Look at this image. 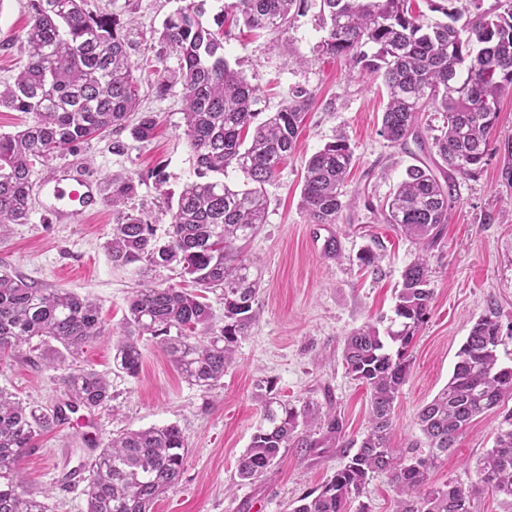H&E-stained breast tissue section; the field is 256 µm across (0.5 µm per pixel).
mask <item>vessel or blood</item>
I'll list each match as a JSON object with an SVG mask.
<instances>
[{"instance_id":"b4317fda","label":"vessel or blood","mask_w":512,"mask_h":512,"mask_svg":"<svg viewBox=\"0 0 512 512\" xmlns=\"http://www.w3.org/2000/svg\"><path fill=\"white\" fill-rule=\"evenodd\" d=\"M38 191L45 213L58 223L74 221L106 204L101 185L78 166L40 183Z\"/></svg>"}]
</instances>
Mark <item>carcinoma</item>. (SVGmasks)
I'll return each instance as SVG.
<instances>
[{"instance_id": "cac0c4a2", "label": "carcinoma", "mask_w": 512, "mask_h": 512, "mask_svg": "<svg viewBox=\"0 0 512 512\" xmlns=\"http://www.w3.org/2000/svg\"><path fill=\"white\" fill-rule=\"evenodd\" d=\"M208 0H184L163 22L158 42L178 56L174 69L157 52L153 90L164 98L182 90L184 136L196 179L167 200V239L156 237L155 220L129 205L151 180L166 183L157 168L136 177H112V231L105 250L114 267L136 266L141 287L127 300L120 331L106 327L95 303L62 288H47L0 271V361L34 336L59 344L73 357L92 340L111 338L112 364L128 377L139 375L140 340L159 339L181 375L207 390L224 377L239 341L255 322L260 278L242 253L267 221L265 185L296 147L298 130L312 103L304 87L289 88L282 107L255 123L259 88L224 55V12L205 23ZM456 0H427L444 20L430 23L415 0H319L317 20L327 35L318 52L360 74L382 80L387 104L380 134L402 148L426 142L423 112L441 114L432 137L438 159L407 167L405 177L376 210L379 223L394 224L427 246L439 240L456 196V179L477 176L487 163L497 103L512 90V0L497 10L469 0L467 18ZM309 0H235V21L277 34L273 46L288 45L295 14ZM29 23L22 40L23 69L0 84V107L31 115L14 134H0V229L26 224L34 201L35 164L76 153L106 133L130 129L135 141L150 139L156 115L140 112L138 63L132 59L129 26L117 15L88 8L87 0H28ZM354 162L344 135L312 154L305 164L300 208L310 224H336L344 208L343 187ZM243 177L225 181L228 171ZM179 269L188 288L155 282L160 269ZM430 269L423 257L410 263L396 294L395 318L381 335L365 324L344 340L347 373L370 393L369 426L346 443V462L317 495L299 499L292 512H350L375 474H385L397 495L395 512H472L485 489L512 506V366L500 363L501 324L490 311L471 326L457 352L448 383L417 416L420 435L406 447L391 446L394 404L406 381L412 341L432 303ZM224 297V324L214 320L205 294ZM74 413L111 401L109 382L93 370L62 377ZM268 381L259 394L263 417L238 459V476L267 475L283 448H317L318 420L274 393ZM492 414L493 447L478 462L480 484H429V472L478 416ZM67 420L62 408L33 406L0 392V512H49L23 491L19 461L43 433ZM187 443L176 425L116 435L84 464L86 512H152L153 503L177 486Z\"/></svg>"}]
</instances>
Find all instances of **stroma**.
<instances>
[{"mask_svg":"<svg viewBox=\"0 0 512 512\" xmlns=\"http://www.w3.org/2000/svg\"><path fill=\"white\" fill-rule=\"evenodd\" d=\"M91 9L133 20L140 59L156 46L164 19L182 0H89ZM314 10L297 15L288 29L289 52L269 50L267 34L252 35L226 27L224 52L231 66L260 89L256 111H276L287 90L300 85L314 98L297 149L267 185L268 217L245 254L261 278L254 305L256 321L237 346L235 361L208 391L185 382L162 352L157 339L141 340L142 371L131 378L112 366V345L99 339L72 358L41 338L0 366V390L42 407L68 402L61 382L75 368L105 374L112 399L107 407L71 414L67 424L38 437L19 467L27 494L51 512H85L84 486L64 482L79 459L93 453L92 443L112 435L152 426L178 425L188 453L177 487L154 505L153 512H291L297 500L320 487L343 462L346 441L368 426L369 392L347 374L342 361L345 337L363 324L391 316L395 290L405 267L424 256L431 268V311L410 347V368L394 409L393 447H405L419 433L420 409L447 383L456 354L472 324L495 309L502 326L498 352L512 361V184L502 176L512 156V92L499 100L490 156L475 178L460 181L439 242L422 249L396 227L377 223L381 205L415 158L380 134L386 93L380 81L349 73L344 64L321 56L324 32ZM27 0H0V81L9 82L25 61L21 38L28 24ZM140 109L157 116L154 136L134 141L127 154H113L107 141L92 140L78 155L63 154L36 165V179L46 170L82 165L94 178L146 173L164 165L163 188L143 184L136 207L156 217L157 235L166 238L169 218L162 214L164 193L179 192L194 176L183 137L181 91L160 99L149 92L155 80L143 70ZM345 135L356 164L346 182L345 208L339 223H308L299 207L304 164L336 135ZM112 227V209L104 207L73 224H51L41 203H34L29 223L14 224L0 235V267L29 282L64 288L96 302L100 316L120 329L126 298L138 281L131 268L113 267L103 245ZM338 242V257L323 253L327 237ZM373 253V266L361 262ZM273 380L283 400L313 415L337 414L340 436L320 433L321 447L283 449L270 474L241 481L237 462L261 420L260 381ZM495 423L478 417L458 437L448 457L430 473L431 484L478 483L477 460L493 446Z\"/></svg>","mask_w":512,"mask_h":512,"instance_id":"stroma-1","label":"stroma"}]
</instances>
